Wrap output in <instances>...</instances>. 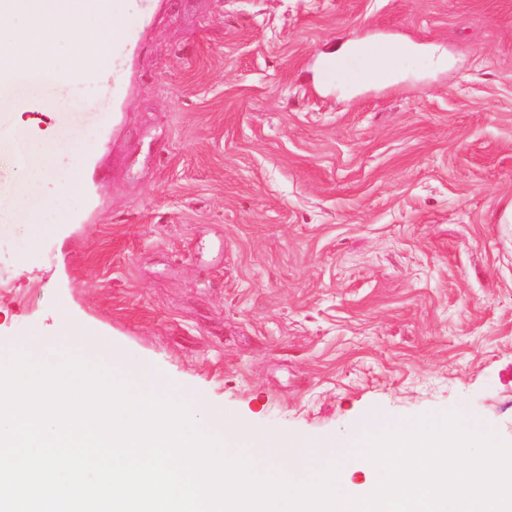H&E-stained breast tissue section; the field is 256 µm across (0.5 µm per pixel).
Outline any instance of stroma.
<instances>
[{"instance_id":"1","label":"stroma","mask_w":512,"mask_h":512,"mask_svg":"<svg viewBox=\"0 0 512 512\" xmlns=\"http://www.w3.org/2000/svg\"><path fill=\"white\" fill-rule=\"evenodd\" d=\"M384 40L381 88L316 86ZM54 102L53 176L0 153V356L60 307L226 420L317 442L466 410L512 442V0H156ZM43 212L29 246L20 202ZM328 58L336 59V70H340L346 63L347 58L361 57L367 63L365 68L366 80L371 82H385L394 77V69L387 68L378 63L374 57H367L360 46L346 44L333 53L326 55Z\"/></svg>"}]
</instances>
